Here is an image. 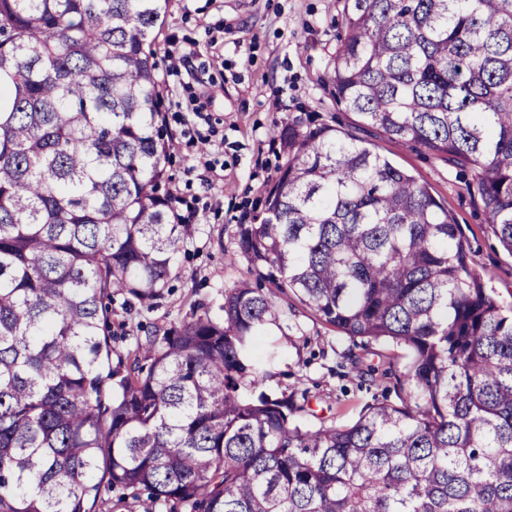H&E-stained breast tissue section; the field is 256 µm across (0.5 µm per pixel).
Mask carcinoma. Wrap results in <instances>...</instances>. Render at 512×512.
I'll return each instance as SVG.
<instances>
[{
	"label": "carcinoma",
	"mask_w": 512,
	"mask_h": 512,
	"mask_svg": "<svg viewBox=\"0 0 512 512\" xmlns=\"http://www.w3.org/2000/svg\"><path fill=\"white\" fill-rule=\"evenodd\" d=\"M169 0H0V512H512V309L426 186L325 122L237 225L247 281L112 360V302L149 303L194 225L172 210L152 50ZM336 105L457 166L512 255V0H345ZM292 291L405 371L397 402L306 425L263 390ZM146 360L149 365L141 364ZM122 496V492L114 490L110 493L104 494V499L107 500V504L103 507V512L110 509L113 504H116L117 500ZM129 504L127 506L112 507V512H160L162 509L155 503L147 498L146 495L142 496L139 501L127 500Z\"/></svg>",
	"instance_id": "cac0c4a2"
}]
</instances>
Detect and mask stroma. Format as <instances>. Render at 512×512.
Segmentation results:
<instances>
[{
  "instance_id": "stroma-1",
  "label": "stroma",
  "mask_w": 512,
  "mask_h": 512,
  "mask_svg": "<svg viewBox=\"0 0 512 512\" xmlns=\"http://www.w3.org/2000/svg\"><path fill=\"white\" fill-rule=\"evenodd\" d=\"M345 0H170L158 35V62L181 59L179 72L161 73L163 110L171 135L169 188L184 223L195 232L173 260L161 297L123 302L129 325L114 341L128 353L167 328L191 304L222 313L224 292L249 277L236 227L250 223L260 196L285 161L273 142L274 125L290 120L329 122L352 129L355 116L337 106L330 75ZM360 139L411 171L461 224L489 287L512 305V255L486 224L479 202L454 167L410 143L367 129ZM280 326L267 340L283 354L264 388L280 394L306 389L311 409L336 425L354 422L374 390L356 375L340 376L337 355L348 340L294 295H278Z\"/></svg>"
}]
</instances>
